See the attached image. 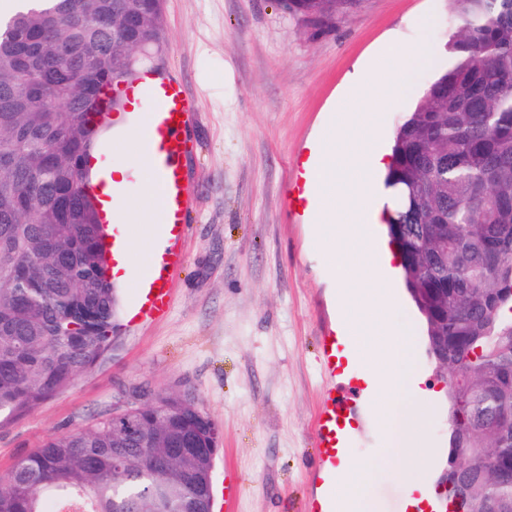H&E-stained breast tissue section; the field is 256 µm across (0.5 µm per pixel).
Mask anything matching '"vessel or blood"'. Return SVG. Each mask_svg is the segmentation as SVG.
<instances>
[{"instance_id": "vessel-or-blood-1", "label": "vessel or blood", "mask_w": 512, "mask_h": 512, "mask_svg": "<svg viewBox=\"0 0 512 512\" xmlns=\"http://www.w3.org/2000/svg\"><path fill=\"white\" fill-rule=\"evenodd\" d=\"M123 111L147 117L142 133V152L149 162L150 175L161 193V207L150 233V252L141 268H133L127 250L129 233L119 229L112 235V279L120 281L134 272L138 295L129 311L131 320L154 321L164 318L171 308L169 276L182 256L176 242L189 230L192 201L186 189L183 160L193 153L195 141L189 132L194 106L179 79L142 70L136 79L119 84ZM356 343L346 336L324 334L318 363L326 379L344 378L348 386L363 389L355 368ZM355 421L346 402L328 397L315 423L318 453L312 474L317 491L308 512H344L336 494V475L352 460V434Z\"/></svg>"}]
</instances>
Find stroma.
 Instances as JSON below:
<instances>
[{"label": "stroma", "mask_w": 512, "mask_h": 512, "mask_svg": "<svg viewBox=\"0 0 512 512\" xmlns=\"http://www.w3.org/2000/svg\"><path fill=\"white\" fill-rule=\"evenodd\" d=\"M164 22L159 59L195 104L197 145L184 162L193 209L170 313L129 323L136 282L118 284L111 351L0 427V473L142 388H189L222 429L214 485L238 487L220 512H306L315 419L329 390L320 338L341 322L303 164L385 44L436 49L459 20L448 0H359L323 31L279 0H164ZM118 203L131 238H144L151 221L136 176ZM349 405L355 457L380 458L386 428L364 400Z\"/></svg>", "instance_id": "35a3bbf8"}]
</instances>
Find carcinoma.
Listing matches in <instances>:
<instances>
[{"instance_id": "obj_1", "label": "carcinoma", "mask_w": 512, "mask_h": 512, "mask_svg": "<svg viewBox=\"0 0 512 512\" xmlns=\"http://www.w3.org/2000/svg\"><path fill=\"white\" fill-rule=\"evenodd\" d=\"M357 0H281L330 27ZM447 67L394 132L387 234L448 375L447 501L512 512V0H450ZM18 0L0 20V424L69 387L112 344L116 289L85 159L106 90L165 43L162 0ZM503 243L498 263L485 260ZM192 391L48 437L0 475V512H197L213 460L176 444L208 422Z\"/></svg>"}]
</instances>
